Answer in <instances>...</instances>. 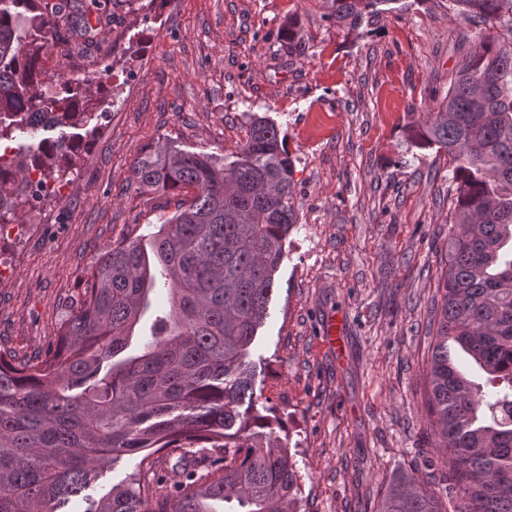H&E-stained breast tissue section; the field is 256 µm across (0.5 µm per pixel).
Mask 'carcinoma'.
<instances>
[{"label":"carcinoma","instance_id":"cac0c4a2","mask_svg":"<svg viewBox=\"0 0 512 512\" xmlns=\"http://www.w3.org/2000/svg\"><path fill=\"white\" fill-rule=\"evenodd\" d=\"M381 2L331 0L329 19L355 30ZM451 2L484 31L437 110L409 133L448 156L454 192L426 407L444 444L453 512H512V0ZM81 26L101 31L79 5L63 14L37 0H0V143L42 123L86 126L96 138L91 78L63 79L60 98L40 81L42 56L67 55ZM78 150L44 138L0 158V225L19 223L34 168L56 180ZM292 166L264 117L235 154L159 144L133 163L143 188L196 194L152 234L151 251L126 238L92 265L56 341L21 358L0 350V512H65L104 469L136 453V470L89 498L85 512H297L288 437L257 409L248 361L297 223ZM159 279L170 309L154 319L144 353L121 359ZM453 346L486 384L465 374ZM161 451L178 452L182 476L171 486L156 477ZM378 512L443 510L429 481L403 475Z\"/></svg>","mask_w":512,"mask_h":512}]
</instances>
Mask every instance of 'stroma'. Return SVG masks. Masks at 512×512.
<instances>
[{
  "instance_id": "obj_1",
  "label": "stroma",
  "mask_w": 512,
  "mask_h": 512,
  "mask_svg": "<svg viewBox=\"0 0 512 512\" xmlns=\"http://www.w3.org/2000/svg\"><path fill=\"white\" fill-rule=\"evenodd\" d=\"M329 13L327 0H106L102 50L77 37L70 58H43L59 77L107 56L108 112L66 196L0 237V349L54 340L95 260L191 198L130 180L148 146L220 157L266 117L293 160L298 222L249 348L255 392L288 434L299 512H376L399 475L440 496L451 483L425 401L452 186L447 156L405 130L447 94L475 28L448 0H390L354 32ZM331 317L339 353L320 341Z\"/></svg>"
}]
</instances>
